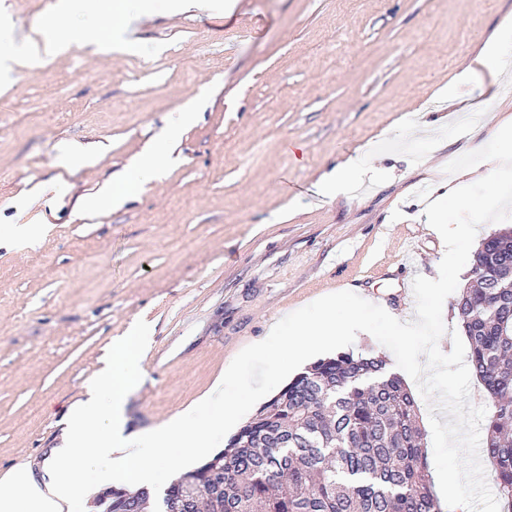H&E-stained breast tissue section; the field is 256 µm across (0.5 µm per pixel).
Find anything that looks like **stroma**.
<instances>
[{
	"label": "stroma",
	"instance_id": "obj_1",
	"mask_svg": "<svg viewBox=\"0 0 512 512\" xmlns=\"http://www.w3.org/2000/svg\"><path fill=\"white\" fill-rule=\"evenodd\" d=\"M55 0H0L36 35ZM138 46L88 52L82 10L71 47L0 93V479L41 474L109 349L150 326L127 428L162 425L226 363L316 299L352 291L400 321L403 263L437 275L444 243L425 207L512 119V70L458 75L512 0H239L231 13L171 17ZM456 96L458 105L448 103ZM176 163L118 209L81 218L79 200L125 171L186 103ZM80 144L88 165L62 166ZM363 164L330 198L318 184ZM40 225L7 241L10 225Z\"/></svg>",
	"mask_w": 512,
	"mask_h": 512
}]
</instances>
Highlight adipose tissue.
I'll list each match as a JSON object with an SVG mask.
<instances>
[{"label": "adipose tissue", "mask_w": 512, "mask_h": 512, "mask_svg": "<svg viewBox=\"0 0 512 512\" xmlns=\"http://www.w3.org/2000/svg\"><path fill=\"white\" fill-rule=\"evenodd\" d=\"M150 0H91L89 18L95 23V36L90 44L96 53H111L115 36L147 17ZM69 45L64 30L58 26L45 28L41 39L26 38L0 49V88L9 89L12 71L34 68L41 62L66 51ZM170 154L147 148L138 160L119 178L113 179L102 195L89 196L78 204L80 216L86 217L105 208H119L137 194L148 177L159 175L170 163Z\"/></svg>", "instance_id": "obj_1"}]
</instances>
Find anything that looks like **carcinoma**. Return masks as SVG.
I'll return each instance as SVG.
<instances>
[{
    "label": "carcinoma",
    "instance_id": "1",
    "mask_svg": "<svg viewBox=\"0 0 512 512\" xmlns=\"http://www.w3.org/2000/svg\"><path fill=\"white\" fill-rule=\"evenodd\" d=\"M455 309L486 392L484 454L512 512V228L480 242ZM423 436L411 391L384 359L342 352L294 377L224 451L184 473L159 512H172L185 484L198 490L187 512H443ZM149 497L114 489L99 502L125 512Z\"/></svg>",
    "mask_w": 512,
    "mask_h": 512
}]
</instances>
